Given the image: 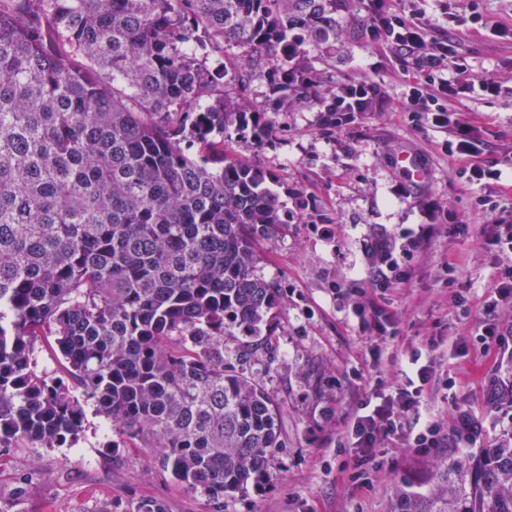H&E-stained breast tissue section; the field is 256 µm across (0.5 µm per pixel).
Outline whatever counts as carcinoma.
Segmentation results:
<instances>
[{"label": "carcinoma", "mask_w": 512, "mask_h": 512, "mask_svg": "<svg viewBox=\"0 0 512 512\" xmlns=\"http://www.w3.org/2000/svg\"><path fill=\"white\" fill-rule=\"evenodd\" d=\"M359 2L0 0V460L75 445L91 405L210 512L265 487L281 416L247 365L284 293L255 245L288 212L227 132H288L253 83L284 112L317 99L307 47L348 40ZM373 11L354 22L378 42ZM391 512H512V433L430 460Z\"/></svg>", "instance_id": "cac0c4a2"}]
</instances>
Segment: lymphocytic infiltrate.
I'll list each match as a JSON object with an SVG mask.
<instances>
[{"label": "lymphocytic infiltrate", "instance_id": "lymphocytic-infiltrate-1", "mask_svg": "<svg viewBox=\"0 0 512 512\" xmlns=\"http://www.w3.org/2000/svg\"><path fill=\"white\" fill-rule=\"evenodd\" d=\"M378 20L380 25L390 28L392 42L404 51L416 70V81L407 95L410 107L420 109L425 124L447 129L444 149L462 160L459 176L480 185L489 196H496L504 172L512 170V149L486 159L487 143L453 103L463 95L476 99L497 95L498 85L483 78H467L469 64L460 52L458 40L424 38L418 25L390 7L380 10ZM447 69L455 72V79H443L442 73ZM382 106L375 83L367 79L354 82L336 97V125L348 126L354 123L356 114ZM480 235L495 250L503 266L484 307L490 313L500 307H512V219L502 215L492 218L481 225ZM425 238L421 228L404 232L398 240L383 235L370 238L366 254L370 260L371 284L385 290L402 281V263L413 258ZM409 361L410 372L395 384L371 388L355 415L344 421L339 431L340 447L352 449L356 454L359 479H367L370 472L379 469L378 450L392 439L400 440L402 447L422 455L446 447L452 441L467 446L477 441L479 424L463 409H456L447 420L422 415L432 369L423 362L421 351H413Z\"/></svg>", "mask_w": 512, "mask_h": 512}]
</instances>
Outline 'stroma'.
<instances>
[{"mask_svg":"<svg viewBox=\"0 0 512 512\" xmlns=\"http://www.w3.org/2000/svg\"><path fill=\"white\" fill-rule=\"evenodd\" d=\"M401 7L421 12L429 36L445 38L455 34L449 15H464L469 2L402 0ZM461 46L474 74L495 81L500 92L457 107L492 150L512 148V39L472 33ZM328 50L336 63L322 66L319 94L367 78L380 85L383 109L360 113L329 135L320 128L318 104L295 105L274 116L287 134L233 145L237 156L272 173L291 220L257 245V274L278 280L287 298L266 317L275 338L272 359L250 365L279 405L284 446L268 459L265 489L225 498L224 512H388L397 484L425 478L426 457L388 444L372 486L360 490L348 479L353 453L338 451L337 433L375 383L399 379L411 351L429 337L438 346L427 410L446 416L451 403L466 408L482 424L484 448L512 430V403L488 395L504 373L495 353L480 352L477 336L488 317L483 300L499 278L480 226L493 209L512 210V176L503 179L494 207L480 205L484 189L460 179L459 160L441 149L446 133L406 111L410 66L395 60L387 45L356 35L311 52ZM404 154L414 159L419 180L402 171ZM323 223L331 224L332 237L321 235ZM452 224L469 231L449 238ZM419 225L428 241L408 262L406 279L385 291L373 288L364 238ZM452 278L470 285L465 301L455 302ZM346 288L360 289V302H375L392 318L393 334L380 357H372L368 333L340 295ZM88 421L74 447L18 448L0 463V512H137L144 500L162 503L166 512H209L204 496L154 467L153 449L126 439L118 450L105 448L108 424L95 415Z\"/></svg>","mask_w":512,"mask_h":512,"instance_id":"obj_1","label":"stroma"}]
</instances>
